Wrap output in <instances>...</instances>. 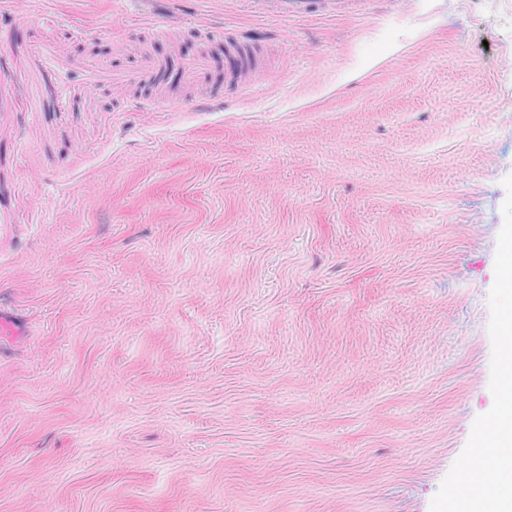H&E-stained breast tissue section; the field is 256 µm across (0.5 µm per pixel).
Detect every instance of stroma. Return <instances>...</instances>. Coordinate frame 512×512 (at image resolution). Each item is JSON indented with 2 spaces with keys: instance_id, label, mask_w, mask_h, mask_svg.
Segmentation results:
<instances>
[{
  "instance_id": "obj_1",
  "label": "stroma",
  "mask_w": 512,
  "mask_h": 512,
  "mask_svg": "<svg viewBox=\"0 0 512 512\" xmlns=\"http://www.w3.org/2000/svg\"><path fill=\"white\" fill-rule=\"evenodd\" d=\"M233 34L267 71L222 104L168 77L27 109L34 43L220 70ZM21 75L0 512H446L496 408L512 0H5ZM154 97L190 107L137 111ZM259 9L281 16L308 14L312 9L336 14V4L347 0H253Z\"/></svg>"
}]
</instances>
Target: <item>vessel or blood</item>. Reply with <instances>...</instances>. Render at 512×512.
Here are the masks:
<instances>
[{
	"instance_id": "b4317fda",
	"label": "vessel or blood",
	"mask_w": 512,
	"mask_h": 512,
	"mask_svg": "<svg viewBox=\"0 0 512 512\" xmlns=\"http://www.w3.org/2000/svg\"><path fill=\"white\" fill-rule=\"evenodd\" d=\"M259 9L282 16L301 15L318 9L335 13L340 0H254ZM244 39L227 42L224 46V76L212 78L210 102L221 99L222 85L236 84L238 77L252 66V59L244 49ZM32 60L35 67L48 78L42 100L36 109L40 112H77L82 105V90H89L107 82L113 88L123 89L131 85L149 86L157 83L167 67L166 59L147 55L138 64L123 71L107 73L94 68L82 70L84 82L73 87L68 79L70 71L78 69L73 60L65 58L57 47L42 44L35 48Z\"/></svg>"
}]
</instances>
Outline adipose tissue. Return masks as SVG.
<instances>
[{
	"label": "adipose tissue",
	"instance_id": "1",
	"mask_svg": "<svg viewBox=\"0 0 512 512\" xmlns=\"http://www.w3.org/2000/svg\"><path fill=\"white\" fill-rule=\"evenodd\" d=\"M486 436L489 444L477 448L459 474L467 484L473 472H480V494L458 498V512H512V341L503 351L497 406Z\"/></svg>",
	"mask_w": 512,
	"mask_h": 512
}]
</instances>
